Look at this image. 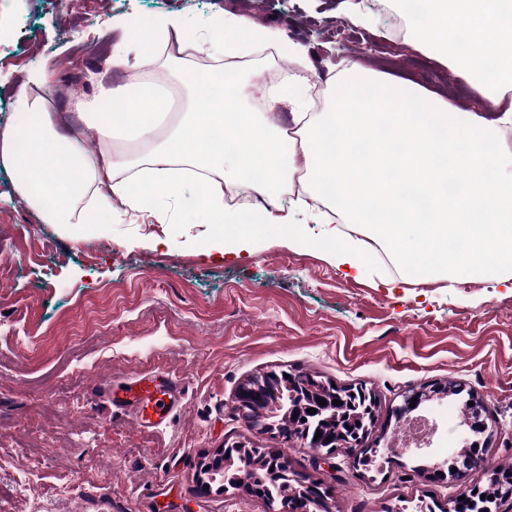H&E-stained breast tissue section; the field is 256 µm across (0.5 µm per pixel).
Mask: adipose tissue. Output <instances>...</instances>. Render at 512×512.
Wrapping results in <instances>:
<instances>
[{"instance_id": "ef3b65f1", "label": "adipose tissue", "mask_w": 512, "mask_h": 512, "mask_svg": "<svg viewBox=\"0 0 512 512\" xmlns=\"http://www.w3.org/2000/svg\"><path fill=\"white\" fill-rule=\"evenodd\" d=\"M413 36L424 55L467 75L475 98L497 106L486 120L453 111L437 94L355 65L332 77L333 105L313 109L301 78L269 94L287 106L292 129L249 106L243 80L182 61L180 89L151 82L99 84L80 102L83 126L64 135L41 95H25L19 125L0 128V165L15 169L21 200L46 224L78 234L122 211L164 224H210L211 250H242L267 227L304 238L292 212L250 216L224 202V182L278 199L294 173L311 198L332 186L327 210L298 200L320 230L327 260L362 276L361 256L387 246L406 278L423 282L483 277L512 282V0H429ZM112 67L158 58L176 39L215 60L279 34L242 16L188 25L180 18L118 21ZM96 139L98 149L87 145ZM295 209V210H296Z\"/></svg>"}]
</instances>
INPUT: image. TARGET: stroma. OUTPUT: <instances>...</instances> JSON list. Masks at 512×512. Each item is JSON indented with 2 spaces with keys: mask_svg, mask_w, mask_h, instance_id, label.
Masks as SVG:
<instances>
[{
  "mask_svg": "<svg viewBox=\"0 0 512 512\" xmlns=\"http://www.w3.org/2000/svg\"><path fill=\"white\" fill-rule=\"evenodd\" d=\"M175 15L196 25L245 16L300 44L313 62L307 78L359 64L434 91L457 112L491 120L467 78L390 37L392 13L350 30L344 0H83L74 16L53 0H0V127L16 123L19 94L44 71L49 83L80 81L94 95L111 68L107 24ZM0 167V512H267L256 499L201 495L202 457L242 440L282 453L290 466L335 484L332 512H406L428 504L452 512L484 481H429L415 474L434 448L451 455L470 436L468 394L489 405L493 435L486 464L512 463V290L495 282L381 285L398 269L373 246L363 276L345 275L312 241L262 234L251 253L207 248L206 224H160L146 213L82 236L43 224ZM309 373L375 393L373 437L406 439L392 410L403 395L453 383L459 395L423 402L417 415L436 428L433 448H395L378 472L359 474L338 454L339 474L313 468L299 441L245 427L233 408L237 387L269 370ZM143 371L184 383V406L157 429L114 412L96 385Z\"/></svg>",
  "mask_w": 512,
  "mask_h": 512,
  "instance_id": "obj_1",
  "label": "stroma"
}]
</instances>
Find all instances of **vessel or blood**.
<instances>
[{
  "label": "vessel or blood",
  "mask_w": 512,
  "mask_h": 512,
  "mask_svg": "<svg viewBox=\"0 0 512 512\" xmlns=\"http://www.w3.org/2000/svg\"><path fill=\"white\" fill-rule=\"evenodd\" d=\"M98 390L114 411L131 416L144 428L164 425L183 401L181 380L158 372L138 373L119 384L105 381Z\"/></svg>",
  "instance_id": "vessel-or-blood-1"
}]
</instances>
